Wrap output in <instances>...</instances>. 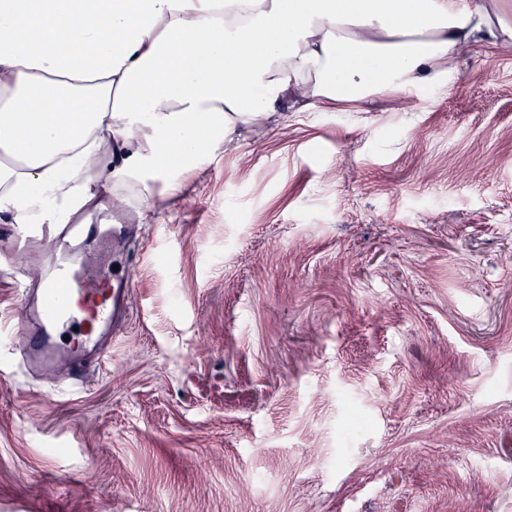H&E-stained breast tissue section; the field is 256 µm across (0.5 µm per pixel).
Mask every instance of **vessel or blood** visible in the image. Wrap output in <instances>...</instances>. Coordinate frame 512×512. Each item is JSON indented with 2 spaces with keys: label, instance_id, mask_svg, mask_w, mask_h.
<instances>
[{
  "label": "vessel or blood",
  "instance_id": "vessel-or-blood-1",
  "mask_svg": "<svg viewBox=\"0 0 512 512\" xmlns=\"http://www.w3.org/2000/svg\"><path fill=\"white\" fill-rule=\"evenodd\" d=\"M128 224H14L0 246L24 256L32 239L55 235V253L42 279L23 288L22 319L12 333L27 373L38 377L64 374L70 388H83L88 377L105 366L112 343L125 325L126 298L134 262L118 275L96 277L88 269L92 242L110 240L120 252L131 233Z\"/></svg>",
  "mask_w": 512,
  "mask_h": 512
}]
</instances>
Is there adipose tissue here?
Segmentation results:
<instances>
[{
	"instance_id": "1",
	"label": "adipose tissue",
	"mask_w": 512,
	"mask_h": 512,
	"mask_svg": "<svg viewBox=\"0 0 512 512\" xmlns=\"http://www.w3.org/2000/svg\"><path fill=\"white\" fill-rule=\"evenodd\" d=\"M501 0H0V214L65 224L257 124L448 85ZM111 148L107 166L94 165Z\"/></svg>"
}]
</instances>
